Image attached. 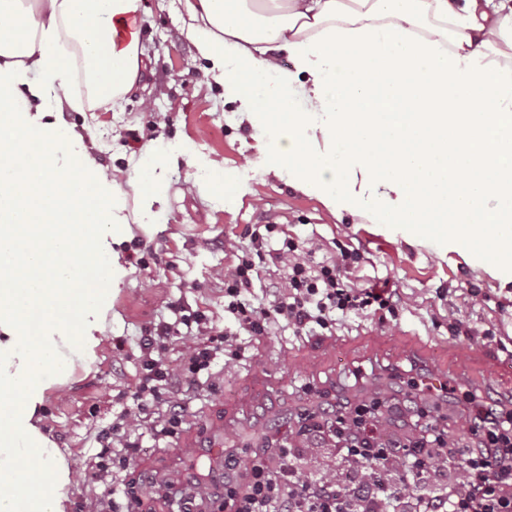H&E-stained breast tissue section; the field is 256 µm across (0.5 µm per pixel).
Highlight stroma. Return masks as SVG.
Wrapping results in <instances>:
<instances>
[{
    "mask_svg": "<svg viewBox=\"0 0 512 512\" xmlns=\"http://www.w3.org/2000/svg\"><path fill=\"white\" fill-rule=\"evenodd\" d=\"M144 5L136 86L119 104L62 115L70 139L86 145L102 169L128 174L143 162L166 168L163 205L154 207L148 225L131 224L119 246L127 274L112 291V315L95 362L77 370L43 407V433L74 462L71 504L93 493L84 471L97 451L98 432L132 405L139 374L136 342L143 328L168 316L171 302L207 310L217 327H224V276L237 264L255 225H277L314 248L320 260L335 259L342 246L359 250L363 258L354 279L395 289L398 315L383 323L371 315L355 317L332 333L297 337L280 327L247 338L243 358L216 364L210 377L183 395L189 408L184 428L198 439H206L211 421L250 400L262 383L266 397L244 425L225 432L224 443L257 449L266 436H287L309 390L332 398L346 389L354 364L350 354L337 353L340 336L371 331L383 337L367 379L385 399L395 391L386 356L406 334L436 338L463 355L482 350L512 357L511 269L505 280L490 278L466 264L456 247L438 241L416 246L400 227L334 216L315 197L297 191L287 174H260L256 164L265 140L241 121L208 74L183 28L179 0H144ZM214 161L245 183L243 193L224 199L201 190ZM450 289L472 295V303L449 312ZM453 318L469 325L472 336L453 335L448 328ZM168 449L144 438L138 457L114 469L115 487L136 493L138 512H148L154 493L145 463Z\"/></svg>",
    "mask_w": 512,
    "mask_h": 512,
    "instance_id": "stroma-1",
    "label": "stroma"
}]
</instances>
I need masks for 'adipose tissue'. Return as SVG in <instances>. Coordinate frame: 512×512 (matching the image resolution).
<instances>
[{
	"mask_svg": "<svg viewBox=\"0 0 512 512\" xmlns=\"http://www.w3.org/2000/svg\"><path fill=\"white\" fill-rule=\"evenodd\" d=\"M183 25L241 120L331 214L512 258V0H182ZM142 0H0V512H67L74 482L37 413L95 361L126 274L117 178L57 115L134 87ZM290 64L280 66L278 52ZM82 73L87 96L67 91ZM164 174L130 183L139 220Z\"/></svg>",
	"mask_w": 512,
	"mask_h": 512,
	"instance_id": "ef3b65f1",
	"label": "adipose tissue"
}]
</instances>
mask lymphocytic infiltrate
Wrapping results in <instances>:
<instances>
[{
  "label": "lymphocytic infiltrate",
  "mask_w": 512,
  "mask_h": 512,
  "mask_svg": "<svg viewBox=\"0 0 512 512\" xmlns=\"http://www.w3.org/2000/svg\"><path fill=\"white\" fill-rule=\"evenodd\" d=\"M275 225L253 232L250 245L224 279V311L235 330H215L203 312L183 314L173 307V321L146 328L140 337V375L133 394L134 413L120 416L97 436L96 460L85 479L96 487L86 505L91 512H115L112 488L113 445L125 457L136 454L141 434L155 441L174 437L187 412L178 386H193L210 374L218 355L238 360L241 335L265 336L274 328H291L301 336L314 329L333 330L339 322L375 309L396 315L394 293L387 288H362L348 277L361 259L341 250L336 262H316L311 251L293 238L268 248ZM283 269L285 281L275 282L269 303L250 301L259 268ZM184 343L183 368H175L166 352ZM400 398L374 396L337 399L330 403L310 392L294 436L277 438L270 452L244 463L242 454L224 455V475L195 474L193 449H185L186 468L170 473L168 487L182 484L192 492L178 501L179 512H512V405L485 400L479 387L440 385L442 394L459 400L464 425L473 445L458 446L427 406L422 374L397 369ZM321 444L340 448L345 471L326 466L312 474L307 453Z\"/></svg>",
  "instance_id": "obj_1"
}]
</instances>
